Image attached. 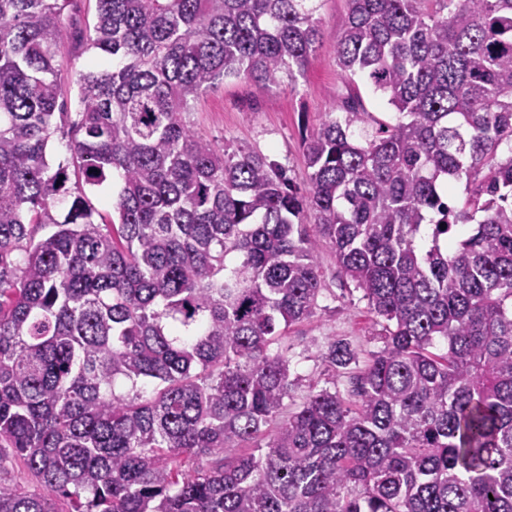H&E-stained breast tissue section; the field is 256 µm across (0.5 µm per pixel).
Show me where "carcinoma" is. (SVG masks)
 Returning <instances> with one entry per match:
<instances>
[{"label":"carcinoma","instance_id":"cac0c4a2","mask_svg":"<svg viewBox=\"0 0 512 512\" xmlns=\"http://www.w3.org/2000/svg\"><path fill=\"white\" fill-rule=\"evenodd\" d=\"M67 2L0 0V512H512V0H348L338 65L395 118L344 98L304 192L188 114L303 75L318 0H97L51 162ZM326 245L384 346L328 340L351 390L290 405ZM360 89V94L363 100L364 107L367 112H372L373 115L384 120H391L395 112L393 108L387 105L386 100L380 93L374 92L373 87L365 79H356Z\"/></svg>","mask_w":512,"mask_h":512}]
</instances>
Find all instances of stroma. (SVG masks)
Instances as JSON below:
<instances>
[{
	"label": "stroma",
	"mask_w": 512,
	"mask_h": 512,
	"mask_svg": "<svg viewBox=\"0 0 512 512\" xmlns=\"http://www.w3.org/2000/svg\"><path fill=\"white\" fill-rule=\"evenodd\" d=\"M347 13V0H322L318 16L326 36L303 76L293 84L270 89L243 78L226 79L195 99L189 114L194 130L219 148L258 149L285 167L298 185H305L303 139L350 91L337 65L335 43ZM64 18L68 34L59 45L57 79L66 90L65 111L75 113L79 110L76 79L101 60L87 46L96 20V0H68ZM320 261L325 290L319 307L313 317L288 333L291 370L299 379L291 394L295 400L312 384L332 383L339 390L347 389L346 378L333 377L319 356L327 338L336 337L363 356L383 345L382 328L373 323L362 290L342 276L330 249L322 250Z\"/></svg>",
	"instance_id": "stroma-1"
}]
</instances>
